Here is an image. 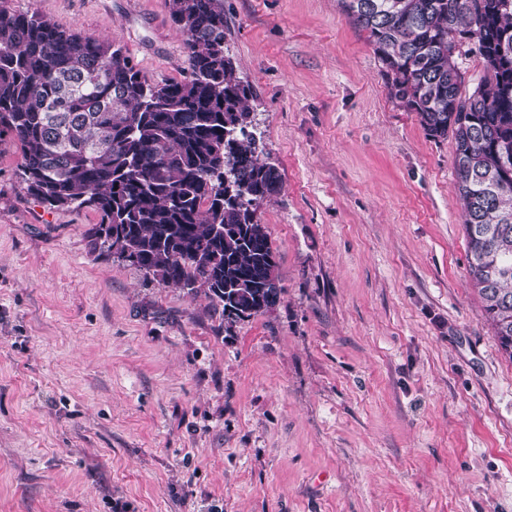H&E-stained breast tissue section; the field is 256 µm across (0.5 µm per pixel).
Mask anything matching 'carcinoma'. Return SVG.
I'll return each instance as SVG.
<instances>
[{
    "instance_id": "1",
    "label": "carcinoma",
    "mask_w": 512,
    "mask_h": 512,
    "mask_svg": "<svg viewBox=\"0 0 512 512\" xmlns=\"http://www.w3.org/2000/svg\"><path fill=\"white\" fill-rule=\"evenodd\" d=\"M189 76L147 82L110 39L0 8V133L23 152L27 193L88 207L91 251L167 286L203 288L224 316L280 300L276 249L257 217L282 187L261 159L250 86L224 51V0H168ZM384 67L389 95L455 143L469 276L512 358V0H340ZM474 40L483 75L462 95L455 55Z\"/></svg>"
}]
</instances>
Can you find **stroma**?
I'll return each instance as SVG.
<instances>
[{
    "label": "stroma",
    "instance_id": "stroma-1",
    "mask_svg": "<svg viewBox=\"0 0 512 512\" xmlns=\"http://www.w3.org/2000/svg\"><path fill=\"white\" fill-rule=\"evenodd\" d=\"M188 73L167 0H0ZM282 176V294L235 322L91 252L0 136V512H512V359L468 276L453 140L338 0H224Z\"/></svg>",
    "mask_w": 512,
    "mask_h": 512
}]
</instances>
